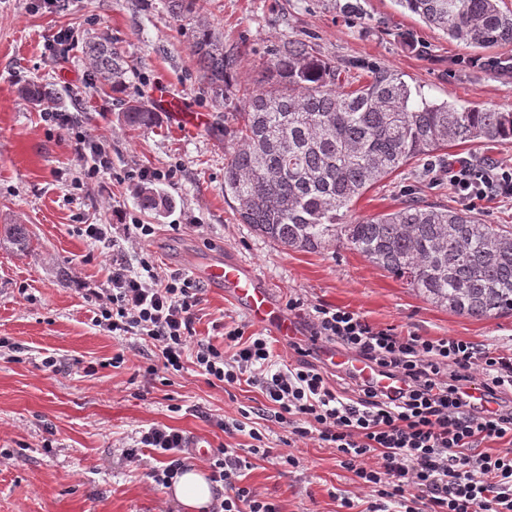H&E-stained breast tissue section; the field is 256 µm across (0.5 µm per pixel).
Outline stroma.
Here are the masks:
<instances>
[{"mask_svg": "<svg viewBox=\"0 0 512 512\" xmlns=\"http://www.w3.org/2000/svg\"><path fill=\"white\" fill-rule=\"evenodd\" d=\"M347 15L336 0H204L203 15L225 45L238 49L234 78L256 87L270 46L293 35L313 34L319 54L347 69L351 85L386 67L412 92L458 106L512 112V75L495 70V57L512 46L480 53L453 41L402 9L395 0H358ZM108 33L127 58L122 92L92 72L82 53L90 36ZM34 82L55 101L34 107L18 94ZM184 98L189 111L215 120L217 110L199 88L195 59L163 0L149 10L138 0H0V225H26L31 251L0 246V512H181L171 490L153 489L150 471L159 458L144 448L131 462L116 444L131 442L155 424L205 439L210 447H248V436L229 435L217 420L250 410V426L274 455L286 452L287 427L274 418L260 389H221L207 384L193 365L178 373L158 369L153 349L141 340H118L95 324L91 289L105 281L111 253L80 231L84 224L115 222L117 212L156 225L145 252L166 272H185L191 259L213 250L254 266L279 304L289 297L309 304L358 311L375 327L427 338L455 337L501 355L512 354V316L475 319L423 300L392 274L340 246L322 253L286 251L236 219L226 198L224 164L230 139L202 125L191 128L168 113L148 130L117 119L123 96L150 99L155 85ZM70 116L72 125L61 124ZM85 133L103 143L110 169L85 180L88 158L75 139ZM475 163L512 158V143L462 144L437 157L427 178L412 162L374 183L353 203L347 220L392 211L414 195L460 207L444 169L453 159ZM142 169L174 170L159 181L170 197L163 216L143 211L134 195ZM246 325V313L223 293L206 289L194 328L198 339L223 346L218 326ZM123 356L113 366L115 356ZM52 356L63 371L41 362ZM297 467L273 457L251 456L240 485L280 512H364L371 499L335 449L314 440L293 451Z\"/></svg>", "mask_w": 512, "mask_h": 512, "instance_id": "obj_1", "label": "stroma"}]
</instances>
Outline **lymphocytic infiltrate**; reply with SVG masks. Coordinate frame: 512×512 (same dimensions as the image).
<instances>
[{"label": "lymphocytic infiltrate", "mask_w": 512, "mask_h": 512, "mask_svg": "<svg viewBox=\"0 0 512 512\" xmlns=\"http://www.w3.org/2000/svg\"><path fill=\"white\" fill-rule=\"evenodd\" d=\"M448 180L470 203L490 193L512 201V159L486 166L452 161ZM83 232L112 254L106 281L92 292L95 322L114 338L133 336L154 348L159 363L145 375L160 367L178 372L189 362L210 385L259 387L295 441L317 437L371 489L366 512H512V357L454 337L401 336L357 311L296 297L286 307L308 340L295 345L296 362L279 361L266 337L245 335L239 325L225 327L219 348L196 337L203 288L182 274L162 273L144 252L154 225L88 224ZM326 346L360 357L397 378L398 386L381 388L350 374L348 391L331 387L326 371L311 361ZM474 389L482 405L472 404ZM489 442L502 444V452L486 450ZM142 448L166 456L150 477L154 487H171L183 469V434L152 425L121 445L120 456L133 461ZM206 464L211 482L225 489L209 512H280L237 486L249 465L239 448L215 449Z\"/></svg>", "instance_id": "obj_1"}]
</instances>
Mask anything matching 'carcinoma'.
<instances>
[{"mask_svg": "<svg viewBox=\"0 0 512 512\" xmlns=\"http://www.w3.org/2000/svg\"><path fill=\"white\" fill-rule=\"evenodd\" d=\"M449 38L473 50L512 45V10L500 0H395ZM182 23L197 62L203 93L224 113L215 129L231 138L224 163V196L237 203L238 221L285 249L314 252L347 245L431 303L459 315H512V227L488 224L455 208L409 200L388 213L336 222L374 182L411 160L461 143H512V112L456 106L424 97L390 69L376 68L349 90L344 70L325 61L302 36L267 52L266 89L240 88L230 79L238 51L206 23L201 0H165ZM94 73L119 92L128 61L101 33L85 43ZM23 99L39 104L46 90L25 84ZM133 129H149L158 115L128 98L118 114ZM231 118L233 128L223 124ZM139 206L160 214L171 202L152 185L135 188ZM4 241L31 247L22 224Z\"/></svg>", "mask_w": 512, "mask_h": 512, "instance_id": "1", "label": "carcinoma"}]
</instances>
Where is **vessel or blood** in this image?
Wrapping results in <instances>:
<instances>
[{
	"mask_svg": "<svg viewBox=\"0 0 512 512\" xmlns=\"http://www.w3.org/2000/svg\"><path fill=\"white\" fill-rule=\"evenodd\" d=\"M152 98L158 111L172 113L183 109L182 99L171 94L166 86H155ZM188 270L195 279L223 291L225 297L243 309L256 325L270 329L286 341L298 336L294 319L281 310L271 287L252 266L229 256L199 257ZM321 356L329 367L373 380L379 386L393 387L397 384L396 378L382 374L360 358L336 348H323Z\"/></svg>",
	"mask_w": 512,
	"mask_h": 512,
	"instance_id": "1",
	"label": "vessel or blood"
}]
</instances>
